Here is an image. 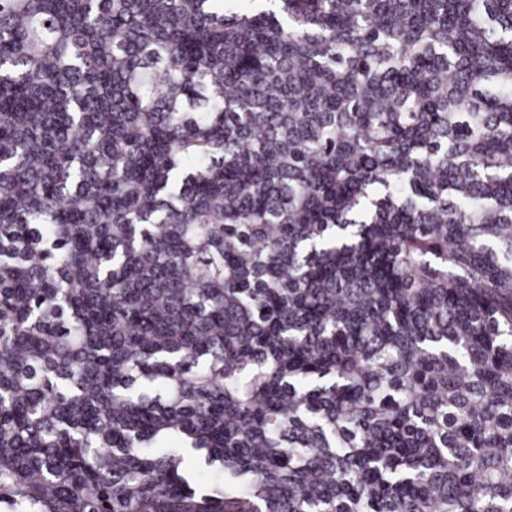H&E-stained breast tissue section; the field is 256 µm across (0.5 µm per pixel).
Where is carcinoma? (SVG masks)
I'll list each match as a JSON object with an SVG mask.
<instances>
[{
  "instance_id": "carcinoma-1",
  "label": "carcinoma",
  "mask_w": 512,
  "mask_h": 512,
  "mask_svg": "<svg viewBox=\"0 0 512 512\" xmlns=\"http://www.w3.org/2000/svg\"><path fill=\"white\" fill-rule=\"evenodd\" d=\"M2 499L512 512V0H0Z\"/></svg>"
}]
</instances>
